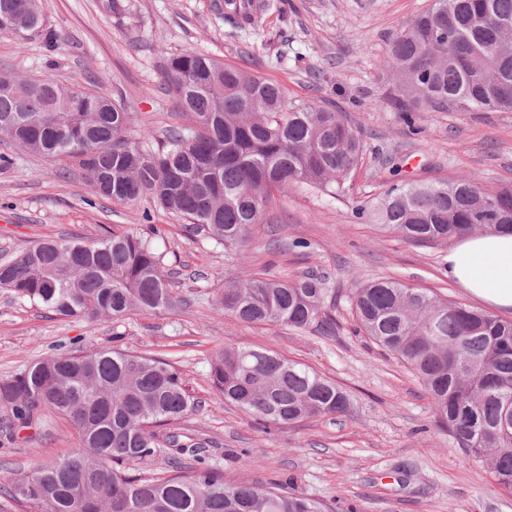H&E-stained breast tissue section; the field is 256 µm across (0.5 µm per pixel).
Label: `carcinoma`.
I'll use <instances>...</instances> for the list:
<instances>
[{
	"label": "carcinoma",
	"mask_w": 512,
	"mask_h": 512,
	"mask_svg": "<svg viewBox=\"0 0 512 512\" xmlns=\"http://www.w3.org/2000/svg\"><path fill=\"white\" fill-rule=\"evenodd\" d=\"M39 0H0V35L44 31ZM391 104L406 119L420 108L512 111V0H436L391 41ZM194 125L168 130L155 148L123 137L130 113L103 93L13 78L0 93V136L27 153L75 159L96 192L116 203L149 198L224 248H244L272 191L305 184L339 189L362 143L342 112L288 106L280 86L202 54H176L164 69ZM356 216L411 242L512 230V186L468 179L390 188ZM326 278L241 270L214 306L244 323L331 331L323 316ZM0 288L64 317L88 322L129 311H175L162 254L150 237L112 234L92 243L61 238L21 250L0 265ZM366 335L410 369L438 422L465 459L512 488V321L391 279L356 289ZM211 386L267 425L346 413L336 384L269 350L227 346ZM0 401L29 423L50 410L66 417L78 446L14 482L5 495L38 512H324L320 501L281 484L224 480L202 457L191 475L135 478L121 466L160 452L154 428L197 407L173 364L121 348L54 354L0 384ZM481 420L472 427L469 416Z\"/></svg>",
	"instance_id": "obj_1"
}]
</instances>
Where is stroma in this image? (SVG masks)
Returning <instances> with one entry per match:
<instances>
[{
  "mask_svg": "<svg viewBox=\"0 0 512 512\" xmlns=\"http://www.w3.org/2000/svg\"><path fill=\"white\" fill-rule=\"evenodd\" d=\"M435 0H264L233 29L224 0H41L49 30L19 41L0 35V74L47 79L101 92L132 116L125 136L156 145L188 125L164 78L168 58L203 53L277 83L288 104L345 113L365 150L341 195L303 185L274 192L243 251L193 234L185 221L148 201L123 205L98 196L77 162L28 154L0 139V262L36 243L92 242L104 231L142 233L154 225L177 312H132L116 320L61 317L0 289V383L47 355L120 348L176 362L200 408L161 434L202 443L206 461L228 480L285 483L318 499L325 512H512V490L480 463L466 461L438 425L418 378L360 329L354 291L377 278L467 302L444 271L447 243H410L355 215L390 187L467 177L495 189L512 185V112H417L405 122L386 98L392 39ZM151 211V223L142 214ZM290 278H327L332 333L246 324L211 299L241 269ZM227 345L264 348L333 381L350 400L346 414L267 428L225 402L208 382ZM0 405V486L78 444L74 427L44 410L31 425L12 423Z\"/></svg>",
  "mask_w": 512,
  "mask_h": 512,
  "instance_id": "stroma-1",
  "label": "stroma"
}]
</instances>
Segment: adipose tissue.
Segmentation results:
<instances>
[{
  "mask_svg": "<svg viewBox=\"0 0 512 512\" xmlns=\"http://www.w3.org/2000/svg\"><path fill=\"white\" fill-rule=\"evenodd\" d=\"M444 267L470 298L512 309V233L461 236L449 247Z\"/></svg>",
  "mask_w": 512,
  "mask_h": 512,
  "instance_id": "ef3b65f1",
  "label": "adipose tissue"
}]
</instances>
